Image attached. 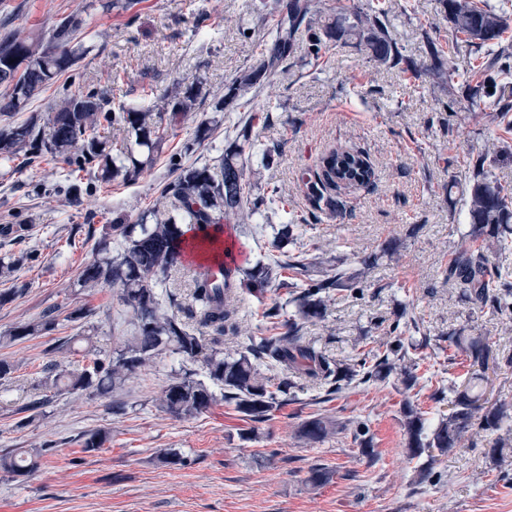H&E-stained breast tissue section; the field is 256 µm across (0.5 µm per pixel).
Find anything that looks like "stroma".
Segmentation results:
<instances>
[{"label":"stroma","instance_id":"35a3bbf8","mask_svg":"<svg viewBox=\"0 0 512 512\" xmlns=\"http://www.w3.org/2000/svg\"><path fill=\"white\" fill-rule=\"evenodd\" d=\"M106 2L0 0V36L17 29L45 35L67 15L83 21L87 53L29 102L28 114L48 118L50 104L77 90L102 93L115 105L158 107L173 82L196 77L207 95L167 132L153 165L126 182L101 183L93 165L74 171L21 156L0 164V256L20 261L0 278V335L49 310L57 318L54 331L0 345V361L12 368L0 380V456L41 455L32 475L0 471V512H512V487L499 482L491 458L495 434L463 439L438 456L430 480L421 483V461L408 457L401 425L407 400L418 405L426 430L438 425L434 393L470 370L450 344L458 336L491 344L495 360L483 375L484 397L512 404V319L460 297L448 281V262L470 229L475 162L485 158L492 179L512 184V132L498 126L495 98L464 101L461 78L449 77L452 93L434 92L432 76L379 65L352 41L332 45L322 65L312 67L304 30L292 63L264 79L252 102L260 146L278 148L269 165L254 162V180L261 188L278 186L284 200L234 239L250 261L305 254L316 278L339 264L360 269L361 258L376 256L363 291L332 292L325 317L307 323L304 334L330 357L347 360L379 350L390 329H399L413 345L418 386L404 391L392 377L330 396L301 379L264 422L221 399L206 413L177 418L160 408L162 390L187 372L205 379L206 371L164 348L112 392L61 395L28 419L24 407L42 397L50 365L85 362L83 345L62 354L58 342L88 336L109 354L132 330L133 314L116 291L82 286L80 274L99 258L103 237L119 242L110 232L116 219L135 224L154 207L172 161L204 164L227 147L224 129L238 119L235 111L193 153L183 151L215 117L232 81L256 66L254 41L272 43L260 14L286 0H132L124 10ZM391 2L386 23L415 63L429 64L432 41L444 45L452 64L480 57V49L460 41L441 0ZM336 148L363 153L375 176L368 185L338 189L342 211H318L305 180ZM293 213L305 223L278 241L274 226ZM18 225L26 226L25 236L14 234ZM274 305L281 320L291 318L290 289L271 288L260 299L240 292V329L224 338L225 355L264 335L262 312ZM78 308L88 317L69 321ZM315 416L342 428L306 442L298 428ZM359 422L369 429L373 456L362 454L354 438ZM97 431L105 444L84 451L87 434ZM173 450L184 464L166 463ZM317 466L332 470L330 483H308Z\"/></svg>","mask_w":512,"mask_h":512}]
</instances>
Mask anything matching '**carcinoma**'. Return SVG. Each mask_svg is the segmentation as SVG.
Instances as JSON below:
<instances>
[{"instance_id": "obj_1", "label": "carcinoma", "mask_w": 512, "mask_h": 512, "mask_svg": "<svg viewBox=\"0 0 512 512\" xmlns=\"http://www.w3.org/2000/svg\"><path fill=\"white\" fill-rule=\"evenodd\" d=\"M386 0L365 10L350 7L336 0V17L319 26L316 0H288L285 10L262 19L274 35L272 47L261 53L259 64L237 78L227 88L223 105L237 109L251 105L249 94L261 80L285 69V62L295 51V39L301 28L311 31L308 54L317 62L330 43L354 39L365 47L375 62L406 70L419 76L422 67L405 60L397 42L389 32L385 16ZM448 21L463 41L479 47L502 43L506 28L505 16L493 9L479 6L474 0H443ZM82 20L69 15L62 18L49 32L48 40L32 32L16 30L0 40V85L8 89L0 104L1 113L15 115L25 110L28 102L62 73L76 64L87 51L78 40ZM443 49L430 43V70L434 71V87L448 90V72L443 70ZM501 56L492 52L467 70V98L475 101L487 94L485 77L495 69ZM205 96L202 81L176 82L163 97L162 111L150 106L121 104L110 106L104 96L95 92L74 91L65 95L53 108L48 122L32 115L22 122L0 125V162H10L22 151L30 160L46 155L73 163L72 151L80 153L78 164L97 163L99 178L104 181H127L135 173L153 164L154 153L163 141L162 113H168L169 125H174L186 112L195 109ZM255 117L240 118L225 134L232 135L224 153L198 166L194 163L174 164L172 179L166 182L160 197L165 200L164 211L143 216L138 224H114L124 246L115 256L103 255L87 265L80 278L82 286H100L118 292L121 301L135 318L134 330L126 337L115 356L104 358L89 349V362L76 369L58 370L53 364L42 386L59 396L90 389L108 392L138 369L149 363L155 351L168 348L190 361L203 363L207 377L220 387L224 402L252 421H263L281 404L288 401L294 378L305 376L327 387L330 394L340 392L353 383L365 384L400 375L406 389H413L417 374L404 365L407 350L396 336L386 342L383 353L374 356V363L354 359L338 362L322 351L303 334L304 324L321 319L327 310L326 296L333 290H351L359 284L360 272L342 266L323 279L306 277L310 265L300 254L282 261L269 257L254 265L235 269L224 279L212 282L196 273L192 278L191 305L188 318L196 327L178 320L174 315L160 313L162 305L158 288L164 286L174 272L187 269L182 258L187 224L193 232L210 237L211 229L223 222L243 224L249 216L276 202L277 189L266 194H254L247 176L253 156ZM117 126L126 132L125 141L118 147L109 145L100 134L102 124ZM319 172L307 180L308 195L317 208L339 211L342 204L328 195L337 188L367 184L374 172L368 160L359 152L336 149L323 155ZM469 247L459 251L448 264V280L459 294L470 302L489 307L496 314L512 319V269L491 262L490 257L512 251V185H503L482 174L474 177L468 190ZM291 270L303 279L288 283L282 272ZM298 288L292 299L298 318L281 324L282 332L257 336L237 357L229 358L216 349L224 336L238 333L237 293L246 289L262 294L268 288ZM56 327V318L49 314L23 326L7 336L1 344L12 343ZM459 346L471 367L485 369L491 356L490 345L480 336L463 339ZM278 367L283 373L276 390H270V378L262 367ZM475 380L464 388L448 384L454 399L448 401V415L429 435L424 434V419L413 403L403 410L402 427L406 435V450L410 458H419L435 448L450 452L469 431L500 430L502 421L512 412V406L502 403L487 406L474 392ZM216 402V394L203 382L190 376L172 381L163 390L159 405L175 417H191L207 411ZM340 427V423L325 417L304 421L300 436L311 443L324 440ZM0 469L16 476H28L38 469L33 455L0 457Z\"/></svg>"}]
</instances>
